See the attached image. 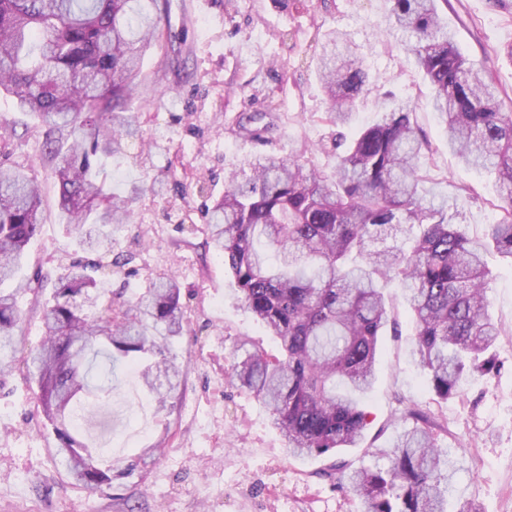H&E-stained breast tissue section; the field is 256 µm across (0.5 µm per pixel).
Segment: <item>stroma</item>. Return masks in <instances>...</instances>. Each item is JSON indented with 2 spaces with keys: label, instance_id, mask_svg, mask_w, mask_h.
Instances as JSON below:
<instances>
[{
  "label": "stroma",
  "instance_id": "obj_1",
  "mask_svg": "<svg viewBox=\"0 0 512 512\" xmlns=\"http://www.w3.org/2000/svg\"><path fill=\"white\" fill-rule=\"evenodd\" d=\"M170 0L173 32H186L185 62L156 50L143 60L141 137L99 167L114 193L139 184L131 223L112 235L113 253L129 262L102 289L134 299L150 278L176 276L186 330L169 346L182 367L166 410L146 395L138 373L119 367L105 399H90L82 436L112 462V484L94 496L70 478L52 429L44 428L38 390L23 357L43 337L42 308L63 267L87 255L68 237L58 186L42 160L38 121L0 94V166L35 176L42 187L41 225L17 277L24 322L18 360L0 375V512H357L346 491L323 479L330 456L289 457L266 408L229 381L239 338L276 354L277 346L238 298L223 258L208 248L204 212L224 191L225 172L248 158L302 154L331 172L338 134L374 124L394 100L415 106L427 145L424 188L447 199L461 230L483 239L499 216L493 173L460 164L448 150L430 86L403 42L379 34L387 0H306L288 12L274 0ZM461 54L512 101V0H448L443 10ZM345 31L372 75L348 126L325 120L328 108L315 75L323 33ZM490 312L501 327L497 372L437 402L412 354L414 325L398 283L384 292L392 321L381 341L372 389L363 397L366 438L342 457L352 468L384 467L407 407L437 422L436 444L447 456L449 512H512V263L486 252Z\"/></svg>",
  "mask_w": 512,
  "mask_h": 512
}]
</instances>
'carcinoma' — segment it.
Wrapping results in <instances>:
<instances>
[{"label":"carcinoma","mask_w":512,"mask_h":512,"mask_svg":"<svg viewBox=\"0 0 512 512\" xmlns=\"http://www.w3.org/2000/svg\"><path fill=\"white\" fill-rule=\"evenodd\" d=\"M162 2L0 0V93L40 123L67 233L84 250L109 257L64 269L44 307V339L24 359L58 452L90 496L112 483V464L79 438L93 394L88 355L103 357L111 371L122 363L135 368L160 410L179 387V370L166 355L184 330L174 277L149 280L133 301L99 288L98 275L124 266L112 255V229L131 221L130 202L142 187L110 193L93 167L139 136L140 118L129 104L140 89L142 59L162 35ZM442 3L448 0H389L386 25L432 86L448 148L465 165L497 176L503 215L484 240L468 238L447 202L423 193V141L406 100L352 136L332 174L302 156H256L245 161L246 179L230 172L224 194L205 210L212 250L281 352H247L233 376L268 410L293 457L336 455L363 439L359 397L373 385L390 321L383 281L403 288L414 316L412 356L438 398L459 395L492 369L499 329L489 312L484 253L491 247L512 262V112L483 69L457 50L439 17ZM318 76L327 122L347 124L370 76L346 33H324ZM40 206L34 178L0 167V285L15 279ZM21 289H0L3 374L15 364L5 351L15 348L24 322ZM407 415L415 425L398 436L386 469H352L338 458L324 472L358 501V512H448V489L441 488L448 459L430 423L413 408Z\"/></svg>","instance_id":"carcinoma-1"}]
</instances>
